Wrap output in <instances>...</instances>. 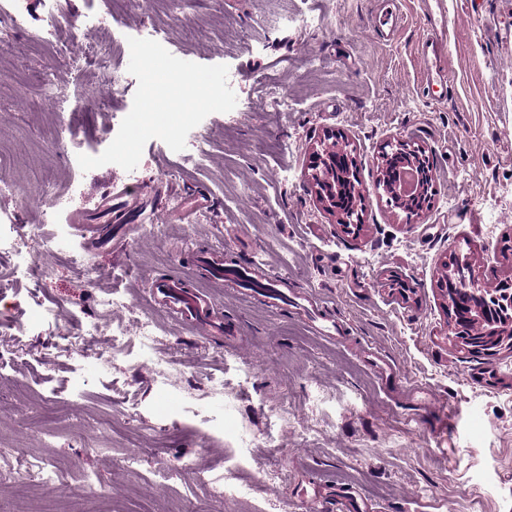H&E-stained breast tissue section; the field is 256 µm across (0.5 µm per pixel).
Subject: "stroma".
<instances>
[{
  "mask_svg": "<svg viewBox=\"0 0 512 512\" xmlns=\"http://www.w3.org/2000/svg\"><path fill=\"white\" fill-rule=\"evenodd\" d=\"M380 2L68 0V25L49 41L43 0H27L23 27L0 15V224L43 269L18 283L0 255V440L15 444L0 456V512H39L26 469L46 459L61 512H339L319 484L376 512H512V354L454 346L437 288L457 256L487 284L512 273V0H446L458 18L448 93L423 89L420 0H399L390 33L369 25ZM98 14L127 35L161 31L163 73L206 81L196 111L170 80L148 96L135 46L117 60L118 93L78 66L98 41L86 23ZM318 15L326 25H308ZM47 83L81 94L80 108L53 102ZM275 96L287 106L246 107ZM326 131L357 161L358 236L309 188V148ZM202 133L210 142L195 165L181 147ZM399 140L425 146L433 164L436 199L420 219L377 188L382 151ZM31 186L40 200L27 198ZM116 186L143 203L118 247L86 250L81 225L39 222L61 195L95 219ZM214 248L228 262L259 258L313 294L315 314L211 287L198 258ZM76 255L92 277L73 268ZM169 276L212 289L223 334H195L155 302L150 283ZM115 290L127 306L101 313L96 299ZM34 292L63 326L152 314L156 342L107 366L102 338L66 355L56 330H12L32 319ZM323 318L334 337L318 333ZM380 356L396 378L378 377ZM181 460L190 468L163 479ZM227 475L244 492L224 501L212 486Z\"/></svg>",
  "mask_w": 512,
  "mask_h": 512,
  "instance_id": "obj_1",
  "label": "stroma"
}]
</instances>
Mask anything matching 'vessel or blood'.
<instances>
[{
  "label": "vessel or blood",
  "instance_id": "b4317fda",
  "mask_svg": "<svg viewBox=\"0 0 512 512\" xmlns=\"http://www.w3.org/2000/svg\"><path fill=\"white\" fill-rule=\"evenodd\" d=\"M424 13L429 18V29L420 42L418 51L423 65L426 85L449 84L450 79L444 67L448 58V32L456 23L448 15L442 0H421ZM127 196L126 189H113L107 196L108 219L103 224H91L86 228L88 246L118 244L125 224L135 221L137 212L127 210L122 201ZM214 284L224 280L235 282L239 288L250 292L264 301L269 307L293 306L303 308L309 301L288 293L284 277L269 273L258 262L243 263L234 267L224 264L223 250L207 252L200 259ZM152 294L156 301L170 309L185 325L201 334L222 331L220 316L214 310V300L198 289L187 287L177 276L155 282Z\"/></svg>",
  "mask_w": 512,
  "mask_h": 512
}]
</instances>
